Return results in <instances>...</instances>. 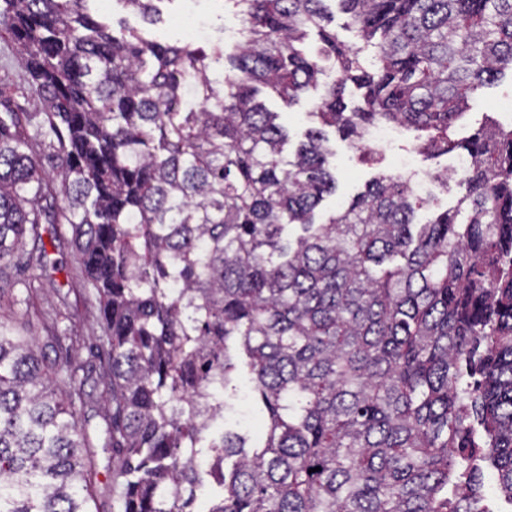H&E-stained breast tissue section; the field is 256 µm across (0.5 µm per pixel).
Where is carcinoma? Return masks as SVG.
Segmentation results:
<instances>
[{"label": "carcinoma", "mask_w": 512, "mask_h": 512, "mask_svg": "<svg viewBox=\"0 0 512 512\" xmlns=\"http://www.w3.org/2000/svg\"><path fill=\"white\" fill-rule=\"evenodd\" d=\"M333 1L372 58L330 28ZM88 2L0 0L44 104L35 124L0 105V280L29 240L57 269L43 235L67 225L101 331L92 360L49 363L58 328L41 344L0 321V512H90L101 470L95 512H196L200 494L201 512H495L482 467L512 503V128L449 135L512 73V0H227L230 52L152 38L156 0H118L147 27L117 29ZM324 59L320 126L286 154L260 88L291 106ZM378 123L467 155L455 206L419 223L408 181L381 175L318 213L326 128L359 144ZM242 374L257 443L225 427Z\"/></svg>", "instance_id": "carcinoma-1"}]
</instances>
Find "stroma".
I'll use <instances>...</instances> for the list:
<instances>
[{"label": "stroma", "mask_w": 512, "mask_h": 512, "mask_svg": "<svg viewBox=\"0 0 512 512\" xmlns=\"http://www.w3.org/2000/svg\"><path fill=\"white\" fill-rule=\"evenodd\" d=\"M163 21L155 30V35L166 42H179L187 39L191 29L190 22L200 21L211 44L223 43L228 29L238 28L240 21L225 0H162L160 5ZM259 100L266 107L278 113L279 120L288 126L291 143H298L305 130L312 126L310 117L319 94L310 92L293 106H285L276 96L260 92ZM10 100L17 111L26 113L32 120H40L43 110L41 97L30 88L27 75L17 61L15 47L9 38L0 39V101ZM512 99V79L502 78L496 85L484 89L469 102L463 117L457 121L451 131L452 138L469 136L486 119H494L503 127L512 126V117L503 114L501 105ZM331 144L336 156L337 192L332 198L333 204L348 201L363 190L366 182L381 174H399V160L404 152H412L417 169L427 184L428 201L419 211V220H427L434 211L453 206L465 192L461 178L452 175L456 154L431 156L420 152L415 131H406L405 136L391 152L369 156L359 150L350 141L344 140L338 133H331ZM447 174V183H440L439 174ZM54 259L61 267L59 273L43 278L41 287L31 300V309L40 319L51 321L57 308H65L69 324L82 341H92L96 331L97 310L84 300L83 274L77 259L70 233H63L51 249Z\"/></svg>", "instance_id": "35a3bbf8"}]
</instances>
